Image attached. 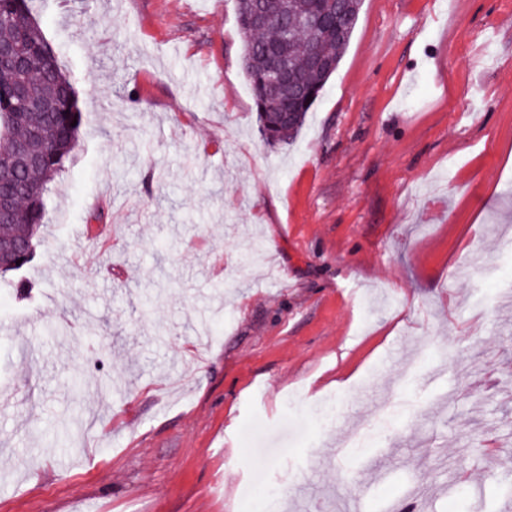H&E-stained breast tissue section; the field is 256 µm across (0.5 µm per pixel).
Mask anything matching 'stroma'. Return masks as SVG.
Masks as SVG:
<instances>
[{"label":"stroma","mask_w":512,"mask_h":512,"mask_svg":"<svg viewBox=\"0 0 512 512\" xmlns=\"http://www.w3.org/2000/svg\"><path fill=\"white\" fill-rule=\"evenodd\" d=\"M40 22L83 121L0 276V512H382L408 485L413 512H503L512 0H361L278 147L235 0H41ZM395 413L396 410L394 408L381 410L361 433L352 438L347 444L348 448L377 447L391 431L393 425L392 416Z\"/></svg>","instance_id":"35a3bbf8"}]
</instances>
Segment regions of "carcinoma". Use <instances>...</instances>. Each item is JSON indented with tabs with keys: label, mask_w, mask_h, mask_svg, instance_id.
Returning a JSON list of instances; mask_svg holds the SVG:
<instances>
[{
	"label": "carcinoma",
	"mask_w": 512,
	"mask_h": 512,
	"mask_svg": "<svg viewBox=\"0 0 512 512\" xmlns=\"http://www.w3.org/2000/svg\"><path fill=\"white\" fill-rule=\"evenodd\" d=\"M36 0H0V43L23 41L31 59L29 93L37 103L33 109L17 114L9 90L17 82L12 66H0V188L11 185L14 171L7 160L19 145L44 156L41 164L23 173V193L19 203L24 212L17 223L0 222V264L14 271L27 264L31 256H18L16 247L27 243L35 247L42 234L47 214V198L51 183L66 170L79 143L82 111L74 81L58 61L55 47L45 36L34 13ZM238 25L243 35L242 65L254 92V104L260 133L270 146L287 145L302 130L308 112L321 97L336 72L355 30L361 0H342L341 20L345 35L336 38L320 27H287V22L312 11L313 0H288L285 8L270 7L263 23L251 26L248 19L263 7L261 0H236ZM280 48L308 94L295 106L292 123L282 121L284 93L279 85L267 79L266 51ZM316 50L332 64L328 70L309 67V55ZM21 264H16V261Z\"/></svg>",
	"instance_id": "cac0c4a2"
}]
</instances>
